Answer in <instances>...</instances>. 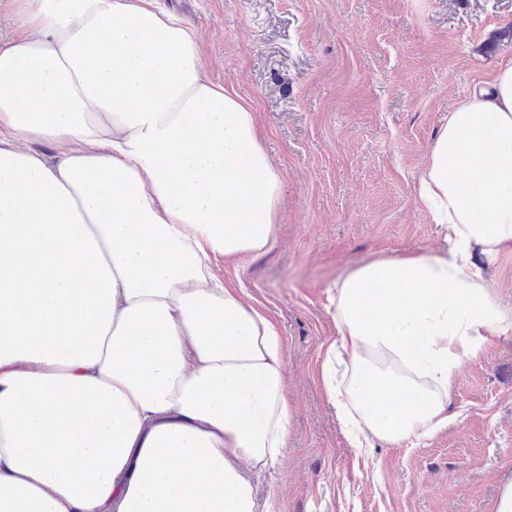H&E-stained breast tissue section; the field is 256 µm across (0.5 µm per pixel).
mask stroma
I'll return each instance as SVG.
<instances>
[{
	"label": "stroma",
	"instance_id": "35a3bbf8",
	"mask_svg": "<svg viewBox=\"0 0 512 512\" xmlns=\"http://www.w3.org/2000/svg\"><path fill=\"white\" fill-rule=\"evenodd\" d=\"M211 80L253 110L283 177L275 245L217 261L277 323L292 420L257 479L267 512H491L512 475V339L459 368L458 414L430 438L351 448L319 368L326 292L370 257L439 244L416 201L433 139L512 56V0H160Z\"/></svg>",
	"mask_w": 512,
	"mask_h": 512
}]
</instances>
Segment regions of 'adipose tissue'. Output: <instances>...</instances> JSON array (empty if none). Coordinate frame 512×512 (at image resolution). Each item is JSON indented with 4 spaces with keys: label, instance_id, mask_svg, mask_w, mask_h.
Returning a JSON list of instances; mask_svg holds the SVG:
<instances>
[{
    "label": "adipose tissue",
    "instance_id": "1",
    "mask_svg": "<svg viewBox=\"0 0 512 512\" xmlns=\"http://www.w3.org/2000/svg\"><path fill=\"white\" fill-rule=\"evenodd\" d=\"M0 41V512H262L291 419L282 338L212 271L266 253L283 180L250 106L159 0H13ZM56 148L54 157L34 142ZM418 200L440 246L328 290L320 366L352 447L453 421L512 337V57L450 112ZM484 273L500 304L512 309V251L500 254Z\"/></svg>",
    "mask_w": 512,
    "mask_h": 512
}]
</instances>
